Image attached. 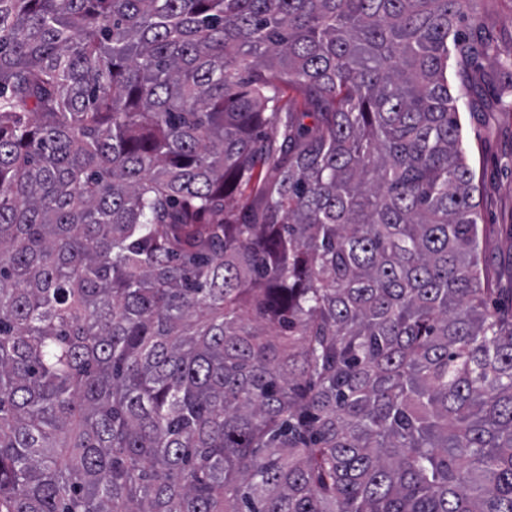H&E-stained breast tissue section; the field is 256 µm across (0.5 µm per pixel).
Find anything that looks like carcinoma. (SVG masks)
I'll return each instance as SVG.
<instances>
[{
	"mask_svg": "<svg viewBox=\"0 0 512 512\" xmlns=\"http://www.w3.org/2000/svg\"><path fill=\"white\" fill-rule=\"evenodd\" d=\"M481 2L0 0V512H512Z\"/></svg>",
	"mask_w": 512,
	"mask_h": 512,
	"instance_id": "cac0c4a2",
	"label": "carcinoma"
}]
</instances>
